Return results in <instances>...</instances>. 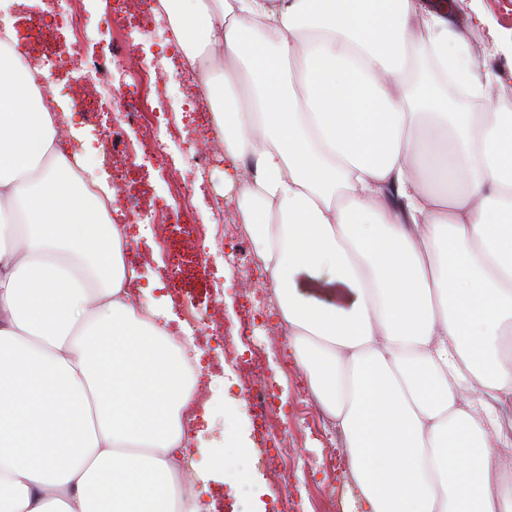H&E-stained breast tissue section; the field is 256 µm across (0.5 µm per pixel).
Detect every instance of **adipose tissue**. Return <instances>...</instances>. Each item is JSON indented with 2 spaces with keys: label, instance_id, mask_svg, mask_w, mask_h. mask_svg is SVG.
Segmentation results:
<instances>
[{
  "label": "adipose tissue",
  "instance_id": "obj_1",
  "mask_svg": "<svg viewBox=\"0 0 512 512\" xmlns=\"http://www.w3.org/2000/svg\"><path fill=\"white\" fill-rule=\"evenodd\" d=\"M356 512H512V112L422 0H165ZM0 41V512H185L186 353Z\"/></svg>",
  "mask_w": 512,
  "mask_h": 512
}]
</instances>
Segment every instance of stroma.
Returning a JSON list of instances; mask_svg holds the SVG:
<instances>
[{"mask_svg":"<svg viewBox=\"0 0 512 512\" xmlns=\"http://www.w3.org/2000/svg\"><path fill=\"white\" fill-rule=\"evenodd\" d=\"M151 6L152 0H142L139 10L126 16L125 26L140 54L156 58L166 75L163 95L151 116L154 126L167 133L163 158H137L116 169L102 165L99 139L116 116L104 109L92 122L79 104L64 111L62 126L68 136L63 144L100 181L118 187L115 217L126 229L125 256L134 263L143 300L169 316L170 333L180 337L191 334L184 312L189 301L203 313L221 308L225 329L234 331L240 323H249L260 344L258 367L273 384L269 411L263 417L247 411L228 419L225 409L244 401L240 387L243 365L225 359L223 339L212 337L210 330L201 328L194 333L202 400L194 405L188 458L193 470L209 474L208 481L197 482L193 490L196 512H276L285 498L291 503V512H327L332 496L347 494L342 476L347 468L345 453L340 450L332 460L324 458L333 428L310 397L302 372L289 358L287 340L271 337L278 319L268 303L269 282L258 269L241 266L218 246H211L205 258L195 257L186 248L182 224H147L127 207L131 201L146 209L169 204V188L159 176L163 166L192 182L193 210L199 223H209L211 208L224 193L223 157L213 156L200 170L194 165L196 153L209 145L213 124L204 112L194 109L190 81L175 47L153 18ZM450 14L454 30L465 38L481 68L500 76L488 97L468 103V110L512 108V0H459ZM0 17L13 26L29 66L46 74L57 96L67 99L77 73L67 58L54 54L55 46L70 38L60 17L48 12L45 0H0ZM228 429L253 450L272 448V433L287 435L293 450L279 460L287 471L286 484H271L265 467L251 459L246 462L248 483L224 472L217 460L224 453Z\"/></svg>","mask_w":512,"mask_h":512,"instance_id":"1","label":"stroma"}]
</instances>
